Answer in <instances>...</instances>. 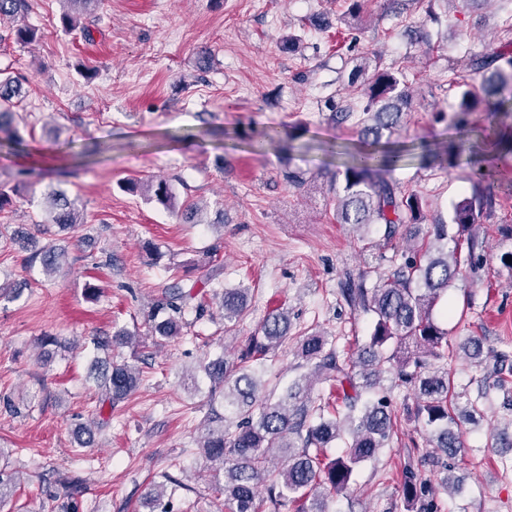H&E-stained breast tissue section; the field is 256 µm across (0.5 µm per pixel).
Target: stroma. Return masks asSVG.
<instances>
[{"label":"stroma","mask_w":512,"mask_h":512,"mask_svg":"<svg viewBox=\"0 0 512 512\" xmlns=\"http://www.w3.org/2000/svg\"><path fill=\"white\" fill-rule=\"evenodd\" d=\"M384 2L373 0L362 18L348 21L349 0H103L67 33L61 0H31L27 22L38 38L27 45L0 22V70L24 79L14 119L20 145L0 133V183L24 187L0 212V228L13 238L0 249V285L22 291L17 300L0 299V400L14 403L10 410L0 403V467L23 477L13 512H59L71 501L77 512H152L151 485L168 477L180 483L169 497L172 512H226L197 445L209 381L191 395L179 376L208 352L236 358L278 308L292 320L270 367L282 380L297 373L300 334L335 336L347 354L367 343L371 321L350 312L338 284L361 270L375 282L402 256L384 246V225L358 232L336 223L340 159L314 145L356 140V127L331 124L322 106L373 51L385 64L405 66L415 92L397 136L405 157L390 179L421 197L422 224L449 220L475 184L494 197L479 259L462 261L445 302L451 386L465 398L481 390L487 397L480 414L459 415L463 447L440 466L429 461L427 436L407 414L411 391L384 379L393 438L329 508L416 512L400 491L411 469L431 486L436 512H512V469L505 467L512 462V268L501 260L512 252V146L484 145L475 167L418 159L421 143L442 145L456 121L485 126L486 112L457 114L448 82L481 83L468 58L489 42H506L501 19L512 14V0H436L439 21L425 27L414 0L393 11ZM289 35L300 39L292 53L280 48ZM298 122L312 151L255 154L243 140L268 127L286 133ZM291 173L300 184L288 182ZM129 177L166 181L175 209L120 189ZM53 189L79 199L85 222L57 235L70 266L50 279L25 259ZM212 245L224 286L248 291L245 317L225 328L214 305L183 336L155 340L148 311L171 276L203 280ZM90 284L97 300L86 296ZM123 327L137 332L139 344L116 356L135 361L141 375L114 409L88 379L91 353L44 356L38 348L46 334L87 343ZM471 337L485 354L503 358L505 386L464 358L459 346ZM92 423L101 426L95 446L78 447L76 430ZM65 476L77 478V487L65 488ZM449 477L461 482L457 495L443 488Z\"/></svg>","instance_id":"1"}]
</instances>
